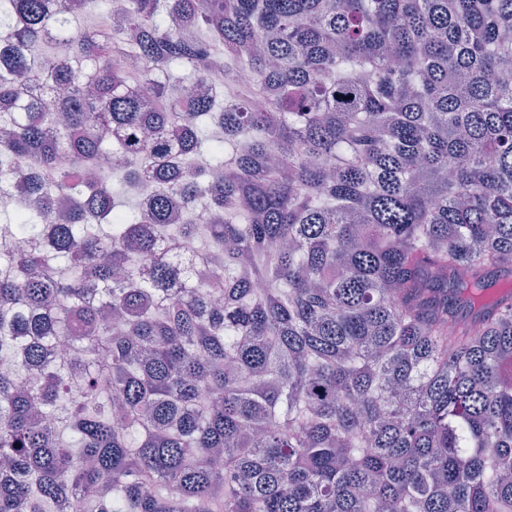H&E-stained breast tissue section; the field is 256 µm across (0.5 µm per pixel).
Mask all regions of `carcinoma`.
I'll return each instance as SVG.
<instances>
[{
	"instance_id": "cac0c4a2",
	"label": "carcinoma",
	"mask_w": 512,
	"mask_h": 512,
	"mask_svg": "<svg viewBox=\"0 0 512 512\" xmlns=\"http://www.w3.org/2000/svg\"><path fill=\"white\" fill-rule=\"evenodd\" d=\"M17 177L0 512H512V0H0Z\"/></svg>"
}]
</instances>
